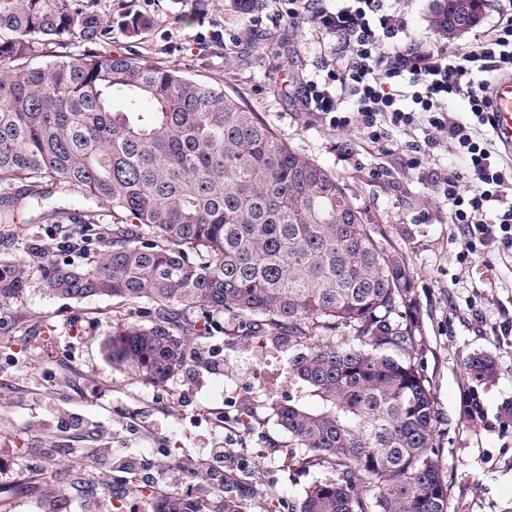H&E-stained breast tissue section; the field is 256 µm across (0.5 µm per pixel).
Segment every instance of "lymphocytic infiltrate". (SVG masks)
Wrapping results in <instances>:
<instances>
[{"instance_id": "1", "label": "lymphocytic infiltrate", "mask_w": 512, "mask_h": 512, "mask_svg": "<svg viewBox=\"0 0 512 512\" xmlns=\"http://www.w3.org/2000/svg\"><path fill=\"white\" fill-rule=\"evenodd\" d=\"M291 23H310L336 39L325 81H307L302 103L330 127L355 128L379 148L400 152L404 167L434 185L458 228L459 261L491 250H512V158L483 131L493 128L485 79L512 72V15L479 43L448 46L410 41L405 14L389 0H287ZM452 96L468 100L472 122L448 111ZM425 126L424 140L400 142L394 133ZM448 143L467 158L465 172L428 163L432 148Z\"/></svg>"}]
</instances>
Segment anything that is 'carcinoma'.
Listing matches in <instances>:
<instances>
[{
	"label": "carcinoma",
	"instance_id": "1",
	"mask_svg": "<svg viewBox=\"0 0 512 512\" xmlns=\"http://www.w3.org/2000/svg\"><path fill=\"white\" fill-rule=\"evenodd\" d=\"M483 4L436 0L440 30L460 33V8L478 21ZM148 25L124 20L130 38ZM111 35L82 0H0V224H95L99 203L118 220L100 232L110 249L85 266L43 256L42 290L150 306L148 323L112 328L103 350L115 370L156 387L182 373L190 337L210 334L220 313L239 340L290 352L288 377L317 406L268 404L290 438L282 467L331 473L304 487L294 512H448L400 253L330 171L256 113L132 50H92ZM73 40L87 49L39 61ZM117 94L132 108L114 110ZM70 193L78 205H47ZM28 284L25 261H0V305ZM468 368L480 381L496 365L478 354ZM480 414L473 389L461 415ZM209 496L173 491L159 512H246L231 478Z\"/></svg>",
	"mask_w": 512,
	"mask_h": 512
}]
</instances>
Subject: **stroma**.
<instances>
[{"mask_svg":"<svg viewBox=\"0 0 512 512\" xmlns=\"http://www.w3.org/2000/svg\"><path fill=\"white\" fill-rule=\"evenodd\" d=\"M92 0L112 23L111 52L133 50L144 60L200 83L221 87L289 146L314 159L345 186L366 223L377 225L404 257L414 278L422 325L421 365L441 425L436 447L448 483V512H512V256L489 252L459 263L457 229L430 183L403 169L398 154L380 153L361 134L339 131L305 112L306 81L324 76L334 37L285 19V0H262L246 13L233 0ZM150 28L127 38L126 15ZM82 225L69 246L63 224H0V260H25L29 286L21 301L0 306V455L13 468L0 481V512H75L83 498L102 497L130 512L151 496L154 479L168 491L212 487L186 472L189 459L223 446L224 469L237 482L248 512H265L275 497L292 512L309 475L284 470L287 434L268 399L299 397L287 375V353L245 346L221 332L193 342L200 360L156 388L113 370L103 344L113 324L140 322L147 308L109 297L79 301L39 286L34 248L86 264L96 258L111 209ZM491 355L497 371L475 381L468 362ZM478 389L482 416L460 417L461 403ZM251 396L250 409L242 399ZM142 460L143 473L113 472L111 486L87 482L90 468L111 458Z\"/></svg>","mask_w":512,"mask_h":512,"instance_id":"stroma-1","label":"stroma"}]
</instances>
